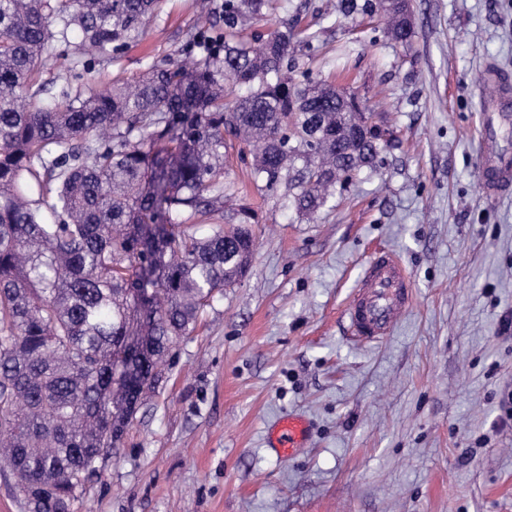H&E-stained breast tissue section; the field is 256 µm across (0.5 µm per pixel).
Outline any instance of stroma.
<instances>
[{
	"label": "stroma",
	"instance_id": "stroma-1",
	"mask_svg": "<svg viewBox=\"0 0 512 512\" xmlns=\"http://www.w3.org/2000/svg\"><path fill=\"white\" fill-rule=\"evenodd\" d=\"M326 0H278L256 24L312 25L297 72L333 82L382 118L384 163L313 220L248 182V147L224 162L259 214L247 275L200 315L165 378L75 512H512V191L489 198L480 157L487 64L512 73V0H411L413 38L384 22L322 19ZM224 0H162L118 52L53 59L52 95L102 88L224 31ZM377 249L412 277L383 343L351 337L345 308ZM302 415L305 446L266 434ZM308 426L304 418L296 414H288L268 433V448L278 457L294 454L303 447Z\"/></svg>",
	"mask_w": 512,
	"mask_h": 512
}]
</instances>
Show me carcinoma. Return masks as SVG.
Wrapping results in <instances>:
<instances>
[{
    "label": "carcinoma",
    "instance_id": "cac0c4a2",
    "mask_svg": "<svg viewBox=\"0 0 512 512\" xmlns=\"http://www.w3.org/2000/svg\"><path fill=\"white\" fill-rule=\"evenodd\" d=\"M273 0H224V39L186 68L151 64L133 82L63 94L33 84L80 31V47L140 39L158 0H0V467L28 512H73L117 453L171 349L247 273L257 214L197 224L234 195L225 138L253 148L258 190L313 216L381 161L361 101L290 76L300 31L236 38ZM384 0H340L375 15ZM409 2L387 35L412 36ZM52 193L45 222L33 189ZM151 354L129 356L121 337Z\"/></svg>",
    "mask_w": 512,
    "mask_h": 512
}]
</instances>
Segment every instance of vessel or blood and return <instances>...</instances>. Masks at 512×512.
<instances>
[{
	"label": "vessel or blood",
	"instance_id": "1",
	"mask_svg": "<svg viewBox=\"0 0 512 512\" xmlns=\"http://www.w3.org/2000/svg\"><path fill=\"white\" fill-rule=\"evenodd\" d=\"M498 85V96L485 122V139L494 141L500 123L512 120V82L489 73ZM484 186L490 196L512 188V156L487 154L480 160ZM410 275L392 253L381 251L366 263L360 284L350 300L345 315L360 343H378L387 339L411 303ZM308 426L296 414L283 417L269 432L267 443L277 456L286 457L302 448Z\"/></svg>",
	"mask_w": 512,
	"mask_h": 512
}]
</instances>
